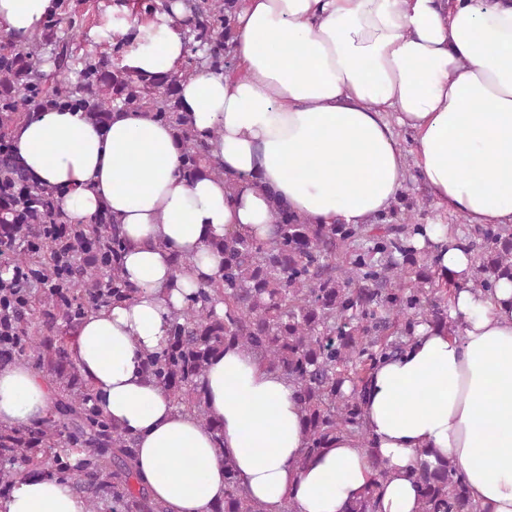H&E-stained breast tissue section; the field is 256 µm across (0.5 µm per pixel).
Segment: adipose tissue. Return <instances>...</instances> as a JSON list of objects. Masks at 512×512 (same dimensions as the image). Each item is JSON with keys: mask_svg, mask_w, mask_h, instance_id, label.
Returning a JSON list of instances; mask_svg holds the SVG:
<instances>
[{"mask_svg": "<svg viewBox=\"0 0 512 512\" xmlns=\"http://www.w3.org/2000/svg\"><path fill=\"white\" fill-rule=\"evenodd\" d=\"M56 9L57 0H0V34L31 36ZM187 16L184 0H171L140 26L126 65L174 70ZM230 50L233 71L199 72L178 94L221 174L187 179L175 131L138 109L104 125L42 109L14 131L32 185L57 188L75 224L108 209L129 242L122 267L136 300L85 317L70 357L104 414L135 437L140 476L168 512H212L228 460L265 512L289 500L298 512H349L373 486L381 512H419L416 459H446L482 512H512V279L472 290L473 252L439 227L428 235L438 276L457 286L454 326L417 327L404 353L371 374L362 402L371 449L340 437L301 460L294 385L241 345L225 346L202 379L207 425L141 369L191 290L219 276L212 241L267 238L273 200L313 224H369L413 171L437 207L468 224L512 225V0H244ZM179 256L190 260L181 270ZM50 405L40 375L0 367L1 424H29ZM0 512L88 506L34 477L0 497Z\"/></svg>", "mask_w": 512, "mask_h": 512, "instance_id": "1", "label": "adipose tissue"}]
</instances>
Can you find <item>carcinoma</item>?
Returning a JSON list of instances; mask_svg holds the SVG:
<instances>
[{
	"mask_svg": "<svg viewBox=\"0 0 512 512\" xmlns=\"http://www.w3.org/2000/svg\"><path fill=\"white\" fill-rule=\"evenodd\" d=\"M240 0H188L184 32L190 55L173 74L150 76L122 64L128 41L118 37L110 59L76 57L62 19L49 17L31 46L0 44V141L39 108L72 102L106 124L113 111L139 108L175 130L182 169L193 178L216 166L187 128L179 107L181 80L206 66L224 70ZM170 0H138L135 16L155 18ZM61 74L45 84L42 51ZM0 364L45 370L53 393L47 415L27 426L0 424V493L34 476L68 483L89 512H166L136 470L135 440L98 407L97 393L74 366L69 346L81 321L106 305L134 300L123 275L126 249L119 225L102 210L91 224H73L51 209L56 191L35 188L15 155L0 154ZM272 237L229 234L212 243L221 274L199 286L170 320L161 347L145 354L144 375L176 408L211 424L202 377L212 357L238 343L288 378L305 424L302 459L339 437L372 447L362 397L381 360L401 354L422 324L448 327L451 282H438L428 247L424 207H401L376 224H310L274 201ZM445 236L476 252L473 287L490 292L512 279V227L444 225ZM223 305V312L216 310ZM421 512H478L465 483L446 461L414 470ZM213 512H264L224 462V502ZM350 512H377L376 487Z\"/></svg>",
	"mask_w": 512,
	"mask_h": 512,
	"instance_id": "obj_1",
	"label": "carcinoma"
}]
</instances>
